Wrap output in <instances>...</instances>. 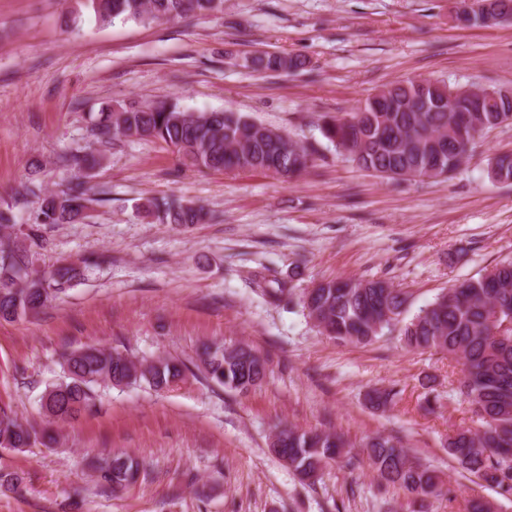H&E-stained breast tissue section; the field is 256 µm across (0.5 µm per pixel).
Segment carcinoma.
<instances>
[{"label": "carcinoma", "mask_w": 512, "mask_h": 512, "mask_svg": "<svg viewBox=\"0 0 512 512\" xmlns=\"http://www.w3.org/2000/svg\"><path fill=\"white\" fill-rule=\"evenodd\" d=\"M98 24L122 17L143 23L206 15L222 10L213 0H81ZM255 71H288L305 62L274 52L246 58ZM448 84L439 80H407L383 86L343 117L321 126L322 136L336 152L359 168L388 179L437 178L458 170L468 159L476 135L485 129L512 125V89L462 97L451 105ZM256 121L232 109L192 113L177 103L130 105L114 111L106 106L96 123L102 139L149 138L173 149L183 164L198 170L248 169L290 181L312 167L319 157L312 144L301 143L277 130L263 135ZM58 163L77 172L58 193H45L33 180L27 194L39 199L35 220L16 223L12 206L0 205V319L27 317L59 298L83 278L94 261L62 264L41 272L33 257L46 244L44 230L52 224L82 220L97 201L83 173L100 164L92 154H63ZM491 178L512 181V154L496 156ZM146 212L162 224H199L209 213L191 201H151ZM405 292L380 280H331L315 293H304L302 304L320 332L339 342L368 345L396 324L400 337L414 350H435L460 356L461 393L479 422V429H459L448 436V456L456 468L504 498L512 496V330L494 334L512 320V259L441 292L409 321H403ZM199 368L211 381L240 393L266 376V359L239 343L205 344ZM65 380L52 385L41 401L38 423L22 422L0 411V449L21 451L55 443L53 432L78 420L93 402L96 388L145 385L170 389L186 378L185 364L172 357L135 360L112 347L87 345L63 356ZM281 447L273 452L288 463L303 482L320 476L342 456L347 441L333 431H299L283 427ZM367 458L381 483L399 486L424 500L441 494L436 470L413 457L394 435H376L366 444ZM97 482L116 492L134 482L142 465L126 453H109L91 462ZM24 474L0 471V492L16 490Z\"/></svg>", "instance_id": "cac0c4a2"}]
</instances>
